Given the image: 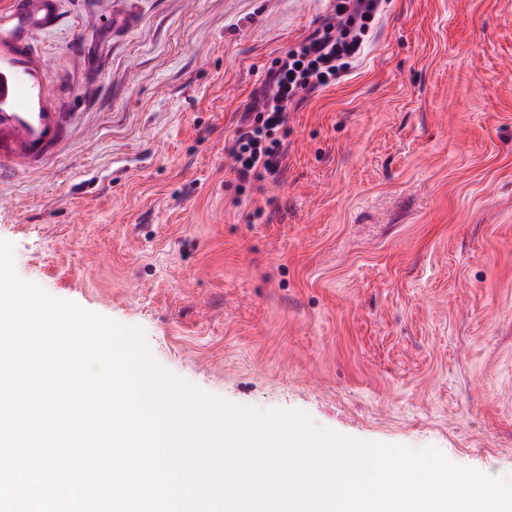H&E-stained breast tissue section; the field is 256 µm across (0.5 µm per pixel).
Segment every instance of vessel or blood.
<instances>
[{"instance_id":"vessel-or-blood-1","label":"vessel or blood","mask_w":512,"mask_h":512,"mask_svg":"<svg viewBox=\"0 0 512 512\" xmlns=\"http://www.w3.org/2000/svg\"><path fill=\"white\" fill-rule=\"evenodd\" d=\"M56 0H11L0 15V40L27 45L40 31L57 22ZM25 72L0 71V163L26 167L42 158L62 134L66 118L60 112H27Z\"/></svg>"}]
</instances>
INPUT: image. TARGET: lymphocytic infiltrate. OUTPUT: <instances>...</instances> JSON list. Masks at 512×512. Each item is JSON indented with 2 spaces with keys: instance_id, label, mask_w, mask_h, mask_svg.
<instances>
[{
  "instance_id": "lymphocytic-infiltrate-1",
  "label": "lymphocytic infiltrate",
  "mask_w": 512,
  "mask_h": 512,
  "mask_svg": "<svg viewBox=\"0 0 512 512\" xmlns=\"http://www.w3.org/2000/svg\"><path fill=\"white\" fill-rule=\"evenodd\" d=\"M382 5L383 0H336L331 18L275 59L227 146L239 184L250 186L277 174L282 151L278 142L270 140V130L285 124L288 108L300 93L326 85L350 70Z\"/></svg>"
}]
</instances>
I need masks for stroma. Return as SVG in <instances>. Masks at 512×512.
Here are the masks:
<instances>
[{"label": "stroma", "instance_id": "35a3bbf8", "mask_svg": "<svg viewBox=\"0 0 512 512\" xmlns=\"http://www.w3.org/2000/svg\"><path fill=\"white\" fill-rule=\"evenodd\" d=\"M335 3L57 0L18 61L68 122L0 167V239L210 395L512 477V0H388L239 188L226 140Z\"/></svg>", "mask_w": 512, "mask_h": 512}]
</instances>
